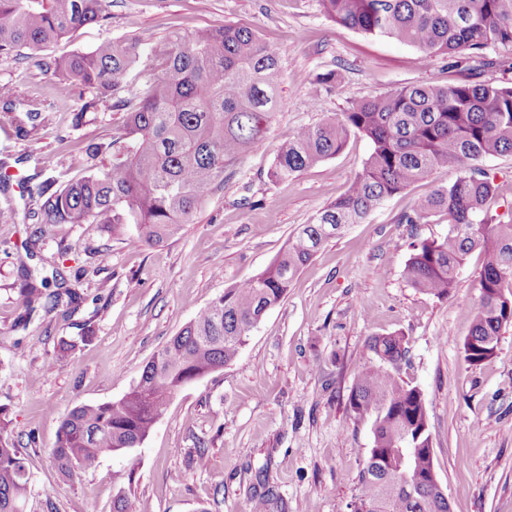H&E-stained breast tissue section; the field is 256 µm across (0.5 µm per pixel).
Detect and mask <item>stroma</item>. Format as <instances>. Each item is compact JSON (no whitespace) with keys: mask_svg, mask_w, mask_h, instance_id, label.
<instances>
[{"mask_svg":"<svg viewBox=\"0 0 512 512\" xmlns=\"http://www.w3.org/2000/svg\"><path fill=\"white\" fill-rule=\"evenodd\" d=\"M108 23L70 33L44 54L62 57L101 42L137 37L145 47L224 23L250 27L280 54L277 115L264 144L224 172L190 224L166 243H139L134 225L44 224L31 187L85 175L71 152L118 135L124 114L103 103L73 125L75 100L59 99L40 55H0V85L45 105L32 137L0 119V164L14 181L0 189V407L28 459L26 512H112L119 458L62 480L52 449L61 416L79 404L119 399L153 355L224 289L267 268L302 224L348 189L370 152L346 149L285 182L267 172L296 128L343 111L352 100L411 85L446 87L459 71L414 62L413 46L371 37L326 18L319 0H105ZM334 72L333 83L319 78ZM420 181L383 203L367 223L327 241L294 278L286 298L252 329L238 358L185 386L138 450L131 496L148 512H249L271 489L297 512H350L372 445L370 422L355 420L349 394L369 337L398 333L408 354L400 375L428 408L437 478L455 512H512V326L493 357L464 359L478 305L482 265L471 252L455 288L436 298L410 287L403 268L413 240L445 236L448 218L401 224L429 194ZM52 276L79 304L27 313L28 275ZM93 339L46 370L61 338ZM208 462L197 465V449Z\"/></svg>","mask_w":512,"mask_h":512,"instance_id":"35a3bbf8","label":"stroma"}]
</instances>
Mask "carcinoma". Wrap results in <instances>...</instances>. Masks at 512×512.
Here are the masks:
<instances>
[{
    "label": "carcinoma",
    "mask_w": 512,
    "mask_h": 512,
    "mask_svg": "<svg viewBox=\"0 0 512 512\" xmlns=\"http://www.w3.org/2000/svg\"><path fill=\"white\" fill-rule=\"evenodd\" d=\"M103 0H0V54L41 50L61 37L109 19ZM323 14L355 31L415 47L426 65L439 56L462 78L449 87L416 85L351 102L344 111L298 127L283 141L268 172L287 181L336 156L350 137L369 141L370 153L348 190L288 238L267 270L224 289L153 356L139 380L119 399L76 405L61 418L52 455L58 471H89L112 454V512H137L130 485L140 467L136 448L149 436L171 400L191 382L235 360L251 329L288 294L298 271L324 242L352 224H364L388 198L429 177L427 196L397 217L399 224H428L448 216V233L412 244L404 278L413 288L447 297L466 256L483 254L480 300L463 343L469 364L492 357L504 327L512 324V219L493 210L496 187L483 160L512 154V83L473 79L481 68L512 63L497 54L512 49V0H319ZM144 64V81L125 78ZM43 72L62 99L84 96L74 123L109 98L125 113L122 133L104 145L89 143L72 156L108 155L107 163L53 191L39 185L43 224H109L116 232L136 226L138 241L160 244L191 223L197 208L224 183V171L265 140L277 108L279 52L251 28L214 25L188 36L174 34L143 56L131 37L106 41L67 58L44 57ZM18 111L10 86H0V113ZM12 118L28 137L45 120L31 102ZM455 178L447 180L448 172ZM25 291L29 311L79 296ZM78 346L63 339L47 363L66 361ZM349 395L354 418L371 422L373 446L358 476L352 512H448V501L421 478L434 470L433 440L421 391L404 382L399 367L407 349L397 333L373 336ZM29 492L25 456L0 409V512H24ZM252 512H288L269 495L253 498Z\"/></svg>",
    "instance_id": "1"
}]
</instances>
